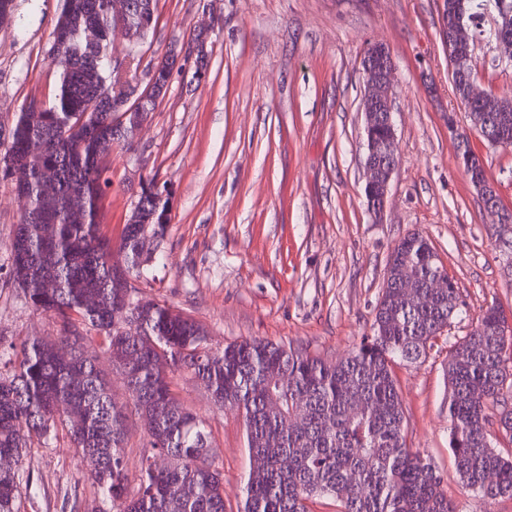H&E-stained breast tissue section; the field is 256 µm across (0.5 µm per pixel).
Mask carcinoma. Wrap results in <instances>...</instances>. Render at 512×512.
I'll list each match as a JSON object with an SVG mask.
<instances>
[{"label":"carcinoma","mask_w":512,"mask_h":512,"mask_svg":"<svg viewBox=\"0 0 512 512\" xmlns=\"http://www.w3.org/2000/svg\"><path fill=\"white\" fill-rule=\"evenodd\" d=\"M110 0H63L51 33L50 58L58 80L51 102L20 113L0 164L27 169L17 189L26 200L11 246L12 279L32 308L53 316L55 341L31 338L8 359L0 380V460L19 461L26 435H46L56 420L82 458L94 461L90 479L111 512H226L222 472L209 456L205 420L188 409L168 372H191L215 405L242 415L253 457L238 512H309L315 496L334 500L337 512H455L434 466L407 444L405 414L394 366L427 356L452 320L466 311L453 278L428 239L403 238L386 263L384 288L371 333L336 362L260 339L211 349L203 328L161 301L141 297L171 219L170 199L138 198L118 247L102 233L103 197L110 179L106 156L125 144L112 126L109 94L119 80L107 67L111 36L144 41L155 24L133 13L117 27ZM443 10L464 22L494 11L500 42L512 46V0H443ZM462 73L451 78L469 129L491 147H512V91L479 87L474 48L456 47ZM96 100L99 111L83 124L71 120ZM464 173L474 181L480 159L467 132L458 133ZM412 280L423 301L405 297ZM507 317L495 304L448 352V448L463 488L485 500L512 498V457L491 442H512V334L497 327ZM101 340L123 376L131 406H119L96 363ZM143 418L150 452L142 456L140 489L127 496L125 448L130 414ZM20 475L0 468V512H11Z\"/></svg>","instance_id":"1"}]
</instances>
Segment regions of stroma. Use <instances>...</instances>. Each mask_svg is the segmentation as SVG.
<instances>
[{
	"mask_svg": "<svg viewBox=\"0 0 512 512\" xmlns=\"http://www.w3.org/2000/svg\"><path fill=\"white\" fill-rule=\"evenodd\" d=\"M442 0H158V19L130 65L146 80L190 28L213 31L205 80L183 63L133 146L115 148L103 230L119 240L143 182H171V222L147 300L195 318L211 347L261 338L328 361L370 332L387 259L409 234L426 237L468 303L426 358L395 369L408 440L428 455L456 512H512V499L462 490L448 448V351L491 304L512 310V280L487 234L495 218L466 178L448 115L452 92L441 38ZM63 0H15L0 20V143L31 101H51L50 34ZM385 44L396 67V153L385 211L363 194L361 60ZM505 209L512 211V147L470 132ZM25 202L0 178V355L57 323L10 278V245ZM176 391L200 412L237 512L253 465L238 412L213 405L189 373ZM13 512H109L64 424L31 436Z\"/></svg>",
	"mask_w": 512,
	"mask_h": 512,
	"instance_id": "1",
	"label": "stroma"
}]
</instances>
